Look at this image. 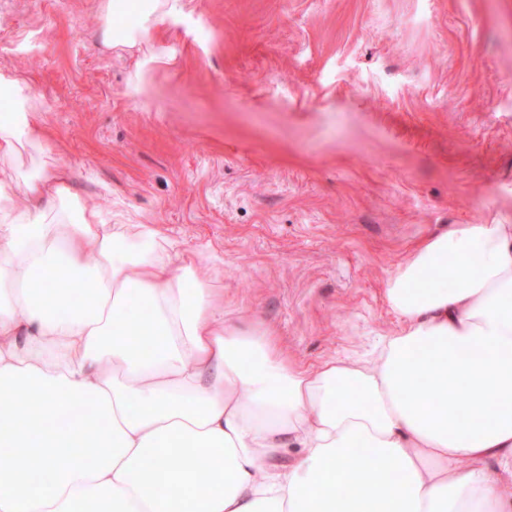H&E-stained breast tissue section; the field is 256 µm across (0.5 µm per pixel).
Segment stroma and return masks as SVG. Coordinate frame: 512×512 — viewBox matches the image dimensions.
<instances>
[{"label": "stroma", "instance_id": "obj_1", "mask_svg": "<svg viewBox=\"0 0 512 512\" xmlns=\"http://www.w3.org/2000/svg\"><path fill=\"white\" fill-rule=\"evenodd\" d=\"M99 27L96 0H0L74 192L204 251L226 318L307 367L397 331L422 241L512 223V0H191L157 61Z\"/></svg>", "mask_w": 512, "mask_h": 512}]
</instances>
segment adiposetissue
<instances>
[{
    "mask_svg": "<svg viewBox=\"0 0 512 512\" xmlns=\"http://www.w3.org/2000/svg\"><path fill=\"white\" fill-rule=\"evenodd\" d=\"M183 11L98 0L99 47ZM0 97V512H512V224L427 239L387 280L398 331L310 369L225 319L204 256L73 192L25 76Z\"/></svg>",
    "mask_w": 512,
    "mask_h": 512,
    "instance_id": "1",
    "label": "adipose tissue"
}]
</instances>
